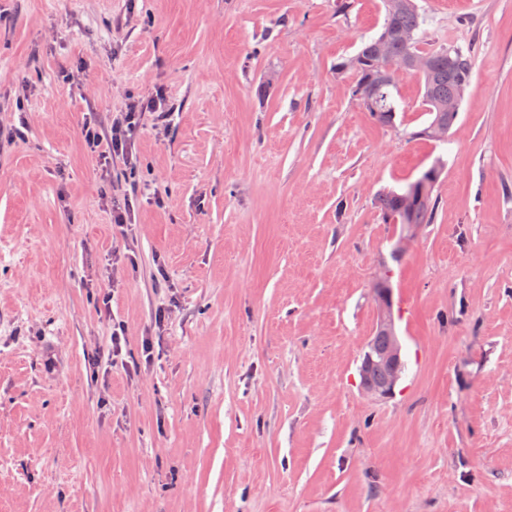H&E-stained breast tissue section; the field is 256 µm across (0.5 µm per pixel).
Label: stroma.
<instances>
[{
    "mask_svg": "<svg viewBox=\"0 0 512 512\" xmlns=\"http://www.w3.org/2000/svg\"><path fill=\"white\" fill-rule=\"evenodd\" d=\"M416 2L473 61L444 145L414 75L384 125L336 72L382 0H0V512H512V0ZM158 87L102 171L90 114ZM438 159L392 261L375 196ZM376 284L386 287L385 292L376 296L377 304L380 312V319L377 326L378 336L371 338L366 346L363 354L361 365L362 376L366 372V379L369 381H377L376 383L366 382L363 384L366 392L375 397H385L392 393L396 383L400 379L402 364V344L396 334L395 323L391 313L392 307V289L386 279V275L382 273L377 279ZM380 339L384 340V345H380Z\"/></svg>",
    "mask_w": 512,
    "mask_h": 512,
    "instance_id": "obj_1",
    "label": "stroma"
}]
</instances>
